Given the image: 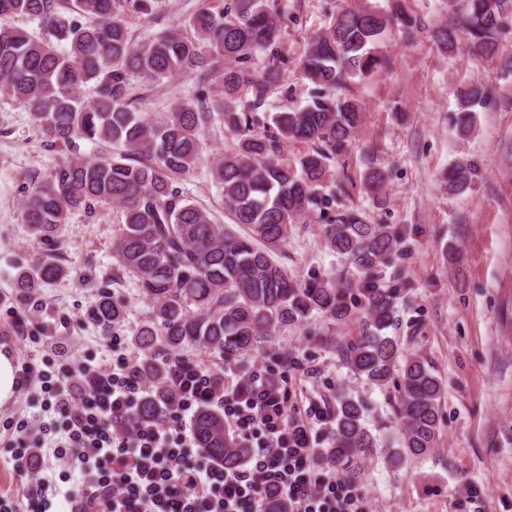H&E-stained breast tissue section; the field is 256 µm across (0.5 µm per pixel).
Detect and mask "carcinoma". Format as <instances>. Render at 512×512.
<instances>
[{
    "label": "carcinoma",
    "mask_w": 512,
    "mask_h": 512,
    "mask_svg": "<svg viewBox=\"0 0 512 512\" xmlns=\"http://www.w3.org/2000/svg\"><path fill=\"white\" fill-rule=\"evenodd\" d=\"M461 16L438 26L433 42L446 53L465 44L481 57L499 51L512 0H463ZM120 0H0V19H36L46 35L0 23V92L27 104L33 123L51 144L78 139L106 153L72 157L33 188L24 202L23 221L40 239H52L71 211L106 203L123 216L113 257L152 302L134 345L143 352L140 371L152 391L136 408L143 421L162 423L175 403L168 366L159 352L203 347L222 357L244 355L290 324L315 314L334 319L355 308L366 312L362 336L339 355L348 369L374 386H393L402 426L398 447L389 450L395 465L420 458L435 447L441 422L443 382L428 361L402 356L394 325L399 289L381 284L380 267L397 254L401 234L388 224H371L348 211L326 225L331 250L347 257L358 278L329 279L312 273L300 279L277 261L274 251L288 238V225L314 212L324 215L336 195L321 193L332 182L330 162L355 139L361 103L334 95L347 79L370 77L383 64L378 51L386 32L413 28L403 10L350 8L310 39L301 59L303 76L315 86L311 103L258 115L268 90L280 84L282 38L277 0H230L222 12L200 10L189 29L175 27L148 42L131 37ZM263 54L261 72L248 65ZM224 62L218 98L186 102L160 120H149L132 106L129 73L147 82L194 71L208 79ZM97 81V98L87 103L81 88ZM250 93L252 98L243 99ZM454 116L457 133L474 132L477 109L486 105L485 87L464 82ZM237 137V147L210 162V177L224 198V211L243 233L215 222L204 206L182 195L175 183L202 160L201 134L216 122ZM310 149L293 166L280 158L281 144ZM477 170L457 163L448 185L462 193ZM363 186L379 197L386 174L371 168ZM64 275L52 257L16 274L20 298ZM125 314L107 291L89 314L108 333ZM331 445L322 457L346 475L359 477L365 459L378 446L366 427L364 400L336 393ZM197 447L208 460L238 468L248 450L227 435L224 415L200 409L192 422Z\"/></svg>",
    "instance_id": "1"
}]
</instances>
